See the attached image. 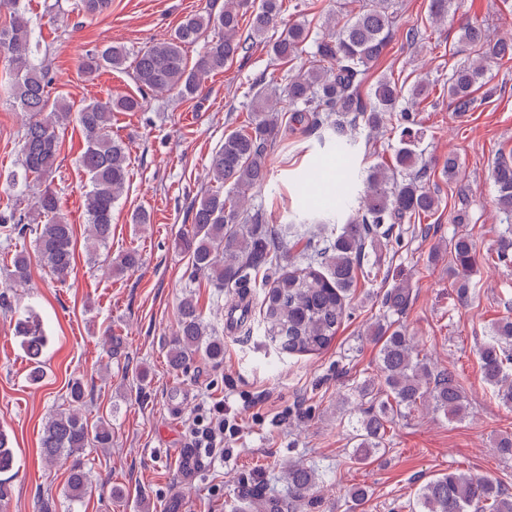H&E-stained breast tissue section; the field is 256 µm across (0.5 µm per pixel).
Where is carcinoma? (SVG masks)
<instances>
[{"label": "carcinoma", "mask_w": 512, "mask_h": 512, "mask_svg": "<svg viewBox=\"0 0 512 512\" xmlns=\"http://www.w3.org/2000/svg\"><path fill=\"white\" fill-rule=\"evenodd\" d=\"M356 11L330 12L325 32L316 42L315 61L288 77L285 85L276 78L258 84L251 98L246 126L224 136V143L212 154L209 185L190 206L191 231L179 240L188 253L194 272L217 288H233L247 293L263 276L270 284L262 307L267 336L289 353H307L326 348L342 321L351 315L348 296L364 265L365 238L380 235L394 247L401 244L404 224H414L421 215L438 208V198L417 176L423 157L419 145L424 131L414 114V106L424 101L429 84L419 81L408 96L395 81L383 76L370 94L362 96L361 86L388 45L394 26L393 0H360ZM112 0H75L73 9L97 16L106 12ZM249 0H224L217 15L207 13L186 17L170 37L156 42L134 56L133 73L139 96L116 95L73 106L62 97L50 99L52 83L48 65L33 59V20L21 0H0V15L8 22L0 26V51L8 58L10 81L7 94L22 114L20 166L8 172V188L19 186L29 192L26 206L17 201L0 210V236L33 232L34 250L60 283L71 276L76 262L74 225L61 214L58 192L51 188L58 167L60 130L75 122L84 138L81 167L88 178L84 192L87 216L85 249L89 258L112 239L114 209L126 193L130 168L123 143L112 137V119L117 112H141L152 96L174 91L183 101L198 97L204 79L221 72L250 45L264 41L268 31L281 27L279 36L268 44L273 57L283 63L307 52L309 30L297 22L282 19V0H260L247 11ZM460 8V0H429L430 19L441 23ZM251 13L247 34H240L244 14ZM214 36L193 67H188L184 47L198 42L203 30ZM461 41L474 48V56L448 71V98L461 116L472 110L475 92L485 84L487 67L493 60L512 54V43L485 38L471 25L460 27ZM127 51L112 44L88 51L81 61L82 72L93 77L105 70L126 66ZM406 106H400L402 98ZM291 112L296 123L306 122L311 131L327 132L343 147L360 128L374 136L387 116L397 114L398 145L389 162L373 165L365 177L366 188L355 213L336 234L322 238L323 246L291 271H280L284 231L260 220L258 212L247 209L249 192L267 179V156L281 122L279 113ZM499 212L512 221V156L498 158L490 172ZM135 249L123 251L109 264L118 276L140 265ZM29 258L17 252L11 267L5 268L9 283L26 284ZM448 273L454 278L457 297L466 301L474 288L476 273L473 246L465 234L454 236L448 251ZM409 290L391 289L386 302L402 310ZM0 309L14 318L15 335L22 337L32 368L29 379L43 377L40 357L47 342L37 315L30 309L19 312L6 294L0 293ZM493 335L480 349L484 381L496 397L512 407V319L494 323ZM370 335L380 343L381 384L378 396L368 383L361 389L369 407L357 420L354 438L356 460L365 463L385 447L387 430L399 409H412L429 402L447 416L458 418L466 411L461 386L453 372L435 373L410 336L400 326L376 324ZM202 356L214 362L224 359V339L204 322L193 296H184L178 306L177 330L168 344V358L182 368ZM87 390L76 378L69 384L64 406L57 407L42 423L40 455L49 466L71 460L65 488L66 498L80 502L91 484L83 461L87 448L112 447V423L99 419L90 425L83 418ZM14 456L7 435L0 431V474L13 469ZM290 486L301 498L319 484V475L300 462L285 467ZM250 512H282L283 505L266 496L259 485L243 493ZM412 512H512V495L500 484L456 470L435 474L421 485L412 503Z\"/></svg>", "instance_id": "carcinoma-1"}]
</instances>
